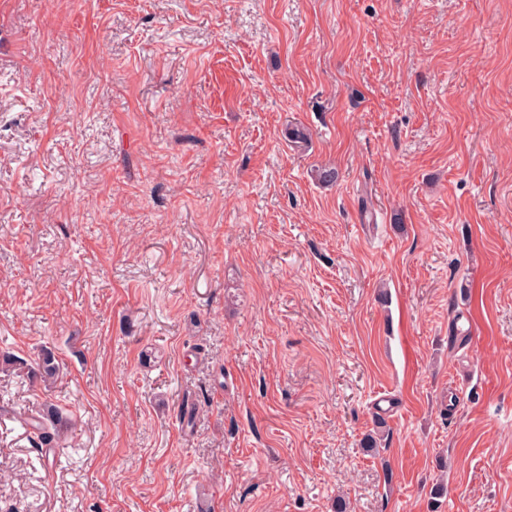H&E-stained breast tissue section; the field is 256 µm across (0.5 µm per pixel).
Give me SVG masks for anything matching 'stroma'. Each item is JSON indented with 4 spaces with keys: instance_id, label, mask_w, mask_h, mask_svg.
<instances>
[{
    "instance_id": "1",
    "label": "stroma",
    "mask_w": 512,
    "mask_h": 512,
    "mask_svg": "<svg viewBox=\"0 0 512 512\" xmlns=\"http://www.w3.org/2000/svg\"><path fill=\"white\" fill-rule=\"evenodd\" d=\"M44 348L66 466L0 411V512H512V0H0Z\"/></svg>"
}]
</instances>
